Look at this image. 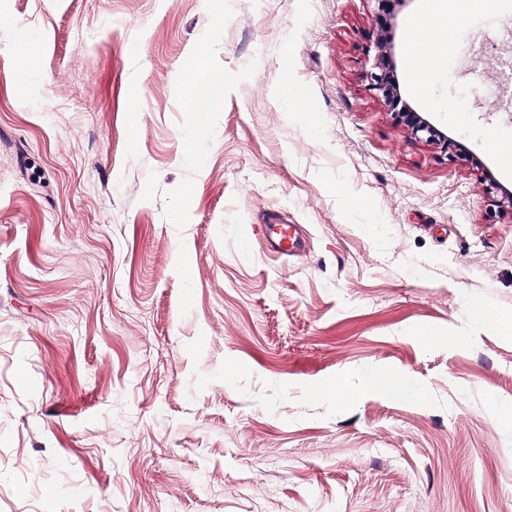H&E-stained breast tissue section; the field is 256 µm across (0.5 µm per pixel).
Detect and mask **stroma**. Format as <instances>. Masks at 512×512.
<instances>
[{
	"label": "stroma",
	"instance_id": "obj_1",
	"mask_svg": "<svg viewBox=\"0 0 512 512\" xmlns=\"http://www.w3.org/2000/svg\"><path fill=\"white\" fill-rule=\"evenodd\" d=\"M423 4L448 147L376 0H0V512H512V0L422 95ZM379 54L376 63V68L380 70V73H372L371 77L374 81V89H377L382 92L385 98H391L393 100V95L391 91V83L389 75L384 71L386 61L389 58V53L387 50V44L384 40H380L378 44ZM202 89L206 90L205 97L201 96ZM223 94L224 76L211 74L199 66L196 74L187 84V109L191 112H201L220 102L223 99ZM408 108V107H407ZM397 112L396 115L401 121H404L412 131V134L419 139L425 137L428 141H432L437 136V130L424 118L420 117L418 113L411 112ZM265 228L267 246L269 250L278 254H286L297 249L299 242L291 236V225L288 224H262ZM465 313L469 318L475 320H484L490 323L500 325L509 332L512 331V318L496 314L481 301L468 300L465 304Z\"/></svg>",
	"mask_w": 512,
	"mask_h": 512
}]
</instances>
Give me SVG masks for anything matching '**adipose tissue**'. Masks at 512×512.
<instances>
[{"mask_svg":"<svg viewBox=\"0 0 512 512\" xmlns=\"http://www.w3.org/2000/svg\"><path fill=\"white\" fill-rule=\"evenodd\" d=\"M500 0H427L426 16L409 29L407 58L419 92H426L430 76L452 55L456 47V28L465 18L498 12ZM224 78L197 70L186 88L187 109L199 112L220 102Z\"/></svg>","mask_w":512,"mask_h":512,"instance_id":"ef3b65f1","label":"adipose tissue"}]
</instances>
